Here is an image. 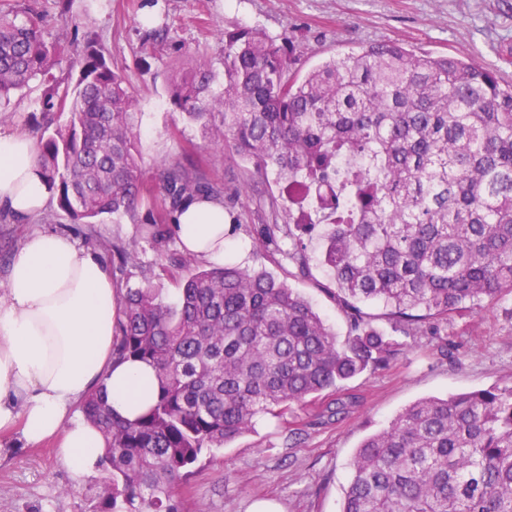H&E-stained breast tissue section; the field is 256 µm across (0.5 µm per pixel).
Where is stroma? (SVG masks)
<instances>
[{
    "instance_id": "35a3bbf8",
    "label": "stroma",
    "mask_w": 512,
    "mask_h": 512,
    "mask_svg": "<svg viewBox=\"0 0 512 512\" xmlns=\"http://www.w3.org/2000/svg\"><path fill=\"white\" fill-rule=\"evenodd\" d=\"M44 13V35L61 44L66 56L53 71L56 80L76 76L86 41H95L114 70L129 81L141 110L140 147L148 195L136 218H98L92 226L72 223L48 204L49 220L32 216L0 222V282H6L13 253L36 232L67 234L95 253L118 291L141 284V268L179 250L175 235L148 239L142 223L160 193L163 162L191 160L223 183L228 195L224 245L235 262L265 269L307 299L338 337L347 319L327 287L319 234L305 239L308 275L289 263L288 240L266 248L255 240L257 193L237 195L249 167L237 158L223 161L202 149L197 127L182 119L166 91L172 49L184 56L223 57L225 31L257 26L288 33L300 56V70L343 52L348 46L397 40L438 54L464 52L512 81V0H75L70 14L52 0H36ZM163 29L162 44L151 36ZM48 85L37 81L27 97L13 99L0 112V134L40 139L45 120L37 108ZM136 246L133 264L119 266L112 244ZM403 351L388 368L366 372L344 383L339 398L351 408L342 420H319L321 405L292 406L283 417L263 414L252 430L229 442L215 458L204 459L182 491L185 512H247L270 500L281 512H342L349 465L361 442L406 406L429 396L512 385V294L476 309L450 314L437 335L400 336ZM106 476L78 478L58 456L56 442L28 445L20 431L0 433V512H96L93 491Z\"/></svg>"
}]
</instances>
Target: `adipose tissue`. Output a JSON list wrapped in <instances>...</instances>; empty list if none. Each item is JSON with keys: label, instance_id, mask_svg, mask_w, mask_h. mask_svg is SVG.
<instances>
[{"label": "adipose tissue", "instance_id": "adipose-tissue-1", "mask_svg": "<svg viewBox=\"0 0 512 512\" xmlns=\"http://www.w3.org/2000/svg\"><path fill=\"white\" fill-rule=\"evenodd\" d=\"M48 201L32 139L0 136V208L24 220ZM174 231L182 248L223 262L222 201L192 203ZM116 307L99 258L70 237L37 233L14 253L0 301V430L21 427L33 445L59 437L60 456L80 476L97 471L104 442L76 405L102 384L110 408L131 421L156 393L153 367L112 361Z\"/></svg>", "mask_w": 512, "mask_h": 512}]
</instances>
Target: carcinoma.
I'll return each mask as SVG.
<instances>
[{
  "label": "carcinoma",
  "instance_id": "1",
  "mask_svg": "<svg viewBox=\"0 0 512 512\" xmlns=\"http://www.w3.org/2000/svg\"><path fill=\"white\" fill-rule=\"evenodd\" d=\"M30 0L0 8V112L64 50L43 36ZM287 34L224 32L222 68L176 61L167 93L203 147L273 179L265 247L288 235V261L309 271L296 232L308 211L327 225L323 263L348 318L340 340L312 305L265 270L199 269L173 254L118 300L112 360L154 367L158 392L135 421L111 412L99 386L82 403L100 432L109 477L98 512H184L181 489L201 457L367 371L399 343L360 304L378 302L406 336L512 292V84L465 54L376 41L299 74ZM63 123L37 161L59 210L76 224L135 217L143 189L137 100L89 45L73 84L39 101ZM162 195L144 223L163 238L176 214L227 188L198 166L161 165ZM180 283L169 303L154 281ZM342 512H512V386L419 399L367 436L350 463Z\"/></svg>",
  "mask_w": 512,
  "mask_h": 512
}]
</instances>
